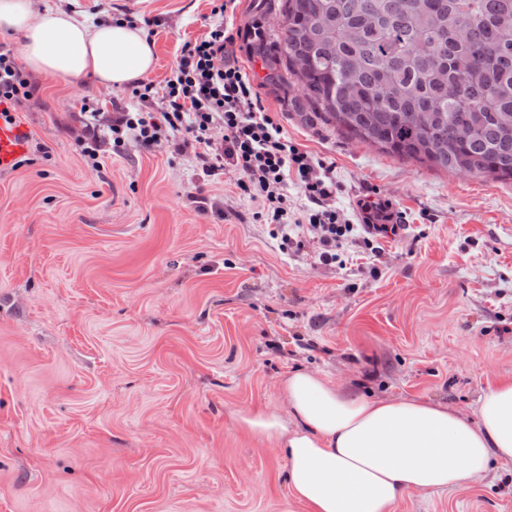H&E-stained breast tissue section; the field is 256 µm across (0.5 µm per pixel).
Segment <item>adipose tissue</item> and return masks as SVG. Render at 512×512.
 Returning <instances> with one entry per match:
<instances>
[{"label":"adipose tissue","instance_id":"obj_1","mask_svg":"<svg viewBox=\"0 0 512 512\" xmlns=\"http://www.w3.org/2000/svg\"><path fill=\"white\" fill-rule=\"evenodd\" d=\"M2 34L16 36L24 67L46 77L123 87L156 65L138 26L36 12L30 0H0ZM279 393L283 408L241 410L235 422L284 449L289 493L307 512H390L403 493L456 488L491 461L512 463V379L484 392L472 419L430 399H367L317 371L288 372Z\"/></svg>","mask_w":512,"mask_h":512}]
</instances>
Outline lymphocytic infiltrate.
<instances>
[{
	"label": "lymphocytic infiltrate",
	"instance_id": "f902f5d3",
	"mask_svg": "<svg viewBox=\"0 0 512 512\" xmlns=\"http://www.w3.org/2000/svg\"><path fill=\"white\" fill-rule=\"evenodd\" d=\"M234 3L218 0L208 32L183 44L162 84L142 81L134 88L135 97L156 101V108L111 113L100 127L85 124L75 137L81 155L94 164L107 143L116 149L129 141L147 149L166 145L174 154L193 156L206 175L233 170L236 188L258 203L261 217L280 232L282 245L300 249L305 240H314L317 257L326 265L336 263L357 242L379 256L373 239L396 234L400 212L391 200L376 196L358 201L361 225L337 211L331 167L292 142L265 112L228 50L235 41L248 43L262 36L258 26L239 31L225 26L224 15ZM35 91L11 50L0 44V115L9 116L10 106L29 100ZM292 183L307 201L298 214L288 207Z\"/></svg>",
	"mask_w": 512,
	"mask_h": 512
}]
</instances>
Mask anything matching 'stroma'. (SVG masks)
I'll list each match as a JSON object with an SVG mask.
<instances>
[{"instance_id":"1","label":"stroma","mask_w":512,"mask_h":512,"mask_svg":"<svg viewBox=\"0 0 512 512\" xmlns=\"http://www.w3.org/2000/svg\"><path fill=\"white\" fill-rule=\"evenodd\" d=\"M149 25L169 76L211 0H32ZM15 117L24 166L0 172V512H305L282 449L238 429L279 408L281 377L313 370L367 398L473 413L512 378V183L461 176L357 143L265 86L266 111L331 163L355 219L375 190L406 214L376 265L316 245L282 250L228 171L128 143L100 169L74 137L82 105L136 111L131 87L34 76ZM204 190L210 211L191 192ZM393 512H512V466Z\"/></svg>"}]
</instances>
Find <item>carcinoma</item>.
<instances>
[{
    "label": "carcinoma",
    "instance_id": "cac0c4a2",
    "mask_svg": "<svg viewBox=\"0 0 512 512\" xmlns=\"http://www.w3.org/2000/svg\"><path fill=\"white\" fill-rule=\"evenodd\" d=\"M265 85L362 144L512 181V0H256Z\"/></svg>",
    "mask_w": 512,
    "mask_h": 512
}]
</instances>
